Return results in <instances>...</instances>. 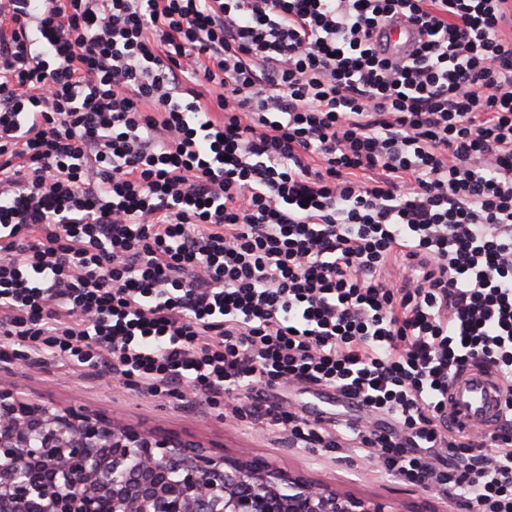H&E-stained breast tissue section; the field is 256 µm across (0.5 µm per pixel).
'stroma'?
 Instances as JSON below:
<instances>
[{
    "label": "stroma",
    "instance_id": "35a3bbf8",
    "mask_svg": "<svg viewBox=\"0 0 512 512\" xmlns=\"http://www.w3.org/2000/svg\"><path fill=\"white\" fill-rule=\"evenodd\" d=\"M0 388L29 403L86 411L141 431L176 435L201 444L212 455L261 458L281 470L333 484L343 493L381 500L400 512H457L450 500L405 487L363 458L336 459L316 448L289 447L286 439L268 436L255 425H227L201 399L189 395L160 401L128 389L111 376L48 363L0 362Z\"/></svg>",
    "mask_w": 512,
    "mask_h": 512
}]
</instances>
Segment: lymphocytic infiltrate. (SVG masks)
<instances>
[{
	"mask_svg": "<svg viewBox=\"0 0 512 512\" xmlns=\"http://www.w3.org/2000/svg\"><path fill=\"white\" fill-rule=\"evenodd\" d=\"M0 335L512 512V0H0ZM381 35L382 48L399 55L408 54L418 40V30L403 17L394 18ZM448 396L452 399L458 424L467 429L474 423L485 424L488 429L497 425L502 403L493 374L480 368H470L453 380ZM268 393L271 395V399L278 400L283 405H288L289 402L293 406L302 407L308 411H338L347 416L353 413L347 406L336 403V400L328 399L317 387L276 389Z\"/></svg>",
	"mask_w": 512,
	"mask_h": 512,
	"instance_id": "f902f5d3",
	"label": "lymphocytic infiltrate"
}]
</instances>
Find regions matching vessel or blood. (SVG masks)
Segmentation results:
<instances>
[{
  "mask_svg": "<svg viewBox=\"0 0 512 512\" xmlns=\"http://www.w3.org/2000/svg\"><path fill=\"white\" fill-rule=\"evenodd\" d=\"M418 40L417 29L407 19L398 17L383 30L380 44L388 52L409 53ZM455 420L464 426L476 423L494 428L502 413L498 382L493 374L470 368L457 376L449 387Z\"/></svg>",
  "mask_w": 512,
  "mask_h": 512,
  "instance_id": "vessel-or-blood-1",
  "label": "vessel or blood"
}]
</instances>
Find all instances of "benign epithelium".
<instances>
[{"instance_id":"benign-epithelium-1","label":"benign epithelium","mask_w":512,"mask_h":512,"mask_svg":"<svg viewBox=\"0 0 512 512\" xmlns=\"http://www.w3.org/2000/svg\"><path fill=\"white\" fill-rule=\"evenodd\" d=\"M0 512H386L378 500L0 389Z\"/></svg>"}]
</instances>
